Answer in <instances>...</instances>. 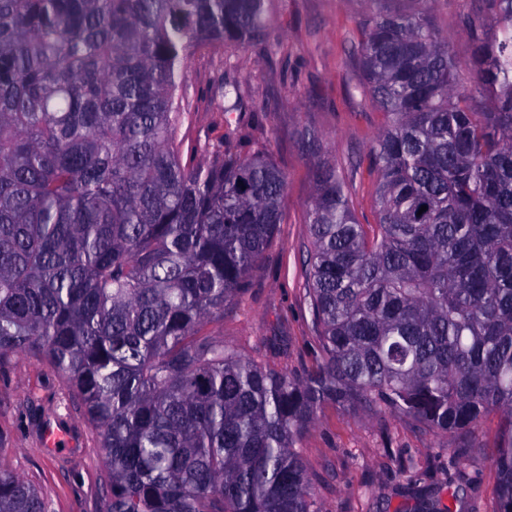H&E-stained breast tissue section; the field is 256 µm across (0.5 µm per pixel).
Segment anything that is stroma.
Returning <instances> with one entry per match:
<instances>
[{
    "mask_svg": "<svg viewBox=\"0 0 512 512\" xmlns=\"http://www.w3.org/2000/svg\"><path fill=\"white\" fill-rule=\"evenodd\" d=\"M483 12V0H437L435 23L459 62L472 45L463 19ZM276 50L254 42L231 51L204 47L184 68L190 116L178 132L185 146L217 145L226 126L239 130L232 149L269 153L284 172L283 222L253 268L248 292L204 328L251 358L304 374L320 358L305 299L312 195L318 158L335 161L360 223L377 221L375 177L356 167L384 118L353 89V38L363 19L358 0H271ZM233 80L243 111L223 113L225 80ZM315 128L319 155L299 133ZM57 371L27 354L0 364V466L34 484L50 512H101V452L91 429L71 407ZM497 415L454 438L433 436L403 417L325 406L299 445L322 512H426L440 500L453 512H496L493 465ZM57 432L56 444L46 441ZM415 456L417 474L401 455Z\"/></svg>",
    "mask_w": 512,
    "mask_h": 512,
    "instance_id": "1",
    "label": "stroma"
}]
</instances>
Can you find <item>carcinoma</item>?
Returning <instances> with one entry per match:
<instances>
[{"label": "carcinoma", "mask_w": 512, "mask_h": 512, "mask_svg": "<svg viewBox=\"0 0 512 512\" xmlns=\"http://www.w3.org/2000/svg\"><path fill=\"white\" fill-rule=\"evenodd\" d=\"M359 2L354 88L384 116L360 159L377 223L318 161L322 360L296 377L202 335L247 292L285 175L264 151L202 164L177 142L185 62L268 39L269 0H0V363L30 354L66 381L103 512H321L299 442L326 404L439 436L498 415L512 512V0L467 18L464 68L434 0ZM0 512L49 509L1 468Z\"/></svg>", "instance_id": "carcinoma-1"}]
</instances>
